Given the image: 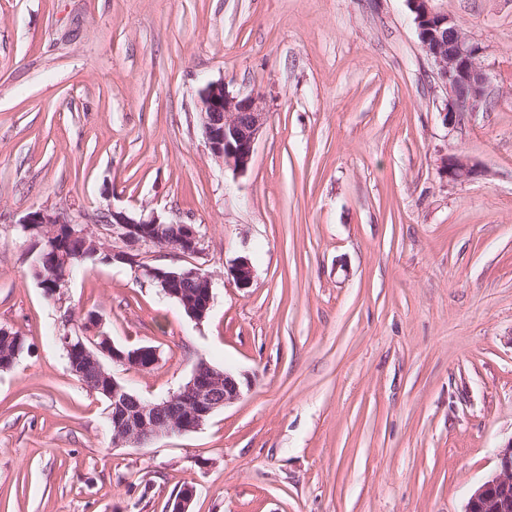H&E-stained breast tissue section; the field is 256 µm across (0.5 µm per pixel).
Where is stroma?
Instances as JSON below:
<instances>
[{
    "label": "stroma",
    "mask_w": 512,
    "mask_h": 512,
    "mask_svg": "<svg viewBox=\"0 0 512 512\" xmlns=\"http://www.w3.org/2000/svg\"><path fill=\"white\" fill-rule=\"evenodd\" d=\"M482 49L487 106L446 128L407 0H0V512H463L512 441V0H433ZM262 96L248 170L215 160L198 92ZM455 153L483 176L448 182ZM191 224L207 316L129 265L56 297L19 232L33 208ZM254 269L235 281L238 257ZM153 347L138 396L198 361L249 376L199 429L116 448L68 370L63 315ZM24 350L22 336L8 329L0 328V370H10Z\"/></svg>",
    "instance_id": "stroma-1"
}]
</instances>
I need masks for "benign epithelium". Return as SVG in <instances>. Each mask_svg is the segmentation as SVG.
<instances>
[{"label": "benign epithelium", "mask_w": 512, "mask_h": 512, "mask_svg": "<svg viewBox=\"0 0 512 512\" xmlns=\"http://www.w3.org/2000/svg\"><path fill=\"white\" fill-rule=\"evenodd\" d=\"M414 15L417 36L422 51L435 67L438 86L445 93L440 109L443 123L455 129L465 117L476 111L486 98L489 78L480 63L481 48L461 28L460 24L444 12L432 7V0H407ZM198 112L202 132L212 156L238 174L247 171L252 160L255 143L267 120L262 96H239L230 93L222 81L206 83L199 91ZM443 167L450 183L465 182L478 174L475 165L467 159L449 154ZM110 231L113 246L104 250L105 263L121 262L136 268L142 278L159 283L163 292L173 298H182L181 283L199 279L203 290L195 297L184 300L186 314L193 320L204 319L211 308L212 282L195 268L149 265L141 261V250L153 248L156 237L162 234L165 221L153 213L135 217L114 207L103 210L93 218ZM76 220L61 213L38 208L29 211L21 220L32 236L33 248L45 238L66 229L70 237H91L86 246L98 248L100 237L89 228L73 231ZM182 248L179 253L197 254L202 250V238L191 224L181 225ZM237 283L248 287L253 279V267L246 257L233 266ZM67 326L73 330L60 336L63 348L70 352L91 353L83 338L97 326L98 317L89 314L81 324H74L72 313L64 315ZM108 396L112 400L113 417L119 423L112 436L115 448L139 447L159 438L180 435L199 429L217 410L235 403L242 397L244 382L230 372L207 370L195 366L189 380L178 391L160 401H151L130 393L116 376L110 380ZM194 497L191 487L173 498L169 512H189ZM465 512H512V443L498 451V470L486 480L469 499Z\"/></svg>", "instance_id": "benign-epithelium-1"}]
</instances>
